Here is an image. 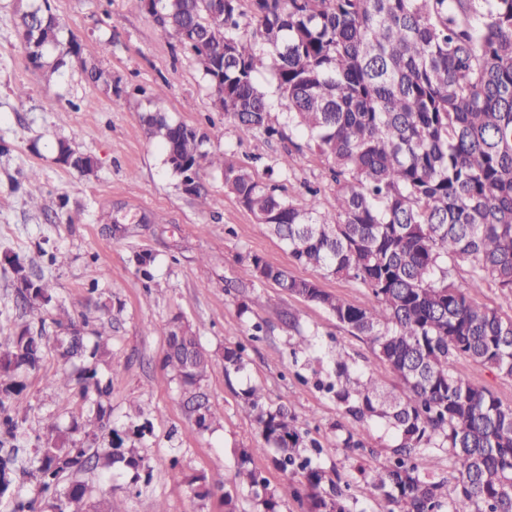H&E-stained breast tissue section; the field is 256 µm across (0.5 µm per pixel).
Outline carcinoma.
Wrapping results in <instances>:
<instances>
[{
    "label": "carcinoma",
    "mask_w": 512,
    "mask_h": 512,
    "mask_svg": "<svg viewBox=\"0 0 512 512\" xmlns=\"http://www.w3.org/2000/svg\"><path fill=\"white\" fill-rule=\"evenodd\" d=\"M250 2L248 17L241 0H159L152 16L199 58L215 106L242 139L285 136L284 127L269 124V101L254 79L255 45L270 49L288 127L333 161L332 210L320 211L315 190L298 204L247 167L201 152L207 135L160 113L144 118L148 135L180 176L187 163L220 169L224 187L297 263L371 290L374 304L354 306L252 258L254 279L326 308L404 387L403 396L392 395L339 352L331 380L321 383L339 408L341 447H363L359 427L373 421L397 438L386 465L367 481L378 512H512V408L455 374L456 361L466 358L512 377V315L472 298L488 285L512 299V0ZM20 25L34 63L58 43L48 9L23 13ZM70 54L87 80L108 83L75 40ZM58 155L79 173L92 167L91 157L65 141ZM464 262L468 278L457 284L452 271ZM12 268L23 304L51 302L48 281L32 279L17 261ZM45 348L43 331L25 327L0 349V497L11 496L12 512H113L110 498L87 504L82 475L124 467L148 483L152 473L139 449L124 447L106 408L49 434L27 458L10 442L19 426L10 404L22 389L17 376L37 369ZM60 348L65 359L83 355V334L73 330ZM244 351L224 347L225 374L245 368ZM212 362L193 326L173 322L162 366L180 382L185 411L203 431L221 418L202 389ZM74 382L85 393L109 394L94 369L50 379L61 389ZM239 407L276 452L287 489L306 512H352L341 476L313 459L320 445L307 439L296 415L267 405L256 385L241 393ZM108 428L110 448L75 438ZM429 448L453 458V488L431 471ZM258 452L239 449L236 480L256 512H281L282 493L252 467ZM19 479L33 494L14 491ZM187 483L200 500L223 489L204 474Z\"/></svg>",
    "instance_id": "cac0c4a2"
}]
</instances>
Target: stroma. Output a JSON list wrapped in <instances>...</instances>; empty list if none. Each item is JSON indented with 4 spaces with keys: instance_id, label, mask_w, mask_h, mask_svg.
<instances>
[{
    "instance_id": "1",
    "label": "stroma",
    "mask_w": 512,
    "mask_h": 512,
    "mask_svg": "<svg viewBox=\"0 0 512 512\" xmlns=\"http://www.w3.org/2000/svg\"><path fill=\"white\" fill-rule=\"evenodd\" d=\"M43 5L61 24L59 46L43 59V67L58 69L51 83L29 59L18 28L22 9ZM73 40L108 74V84H92L79 68L60 65ZM89 99L94 108H86ZM155 111L208 132L203 151L226 155L266 182L280 158L292 154L296 163L284 183L286 196L299 202L315 188L322 211L334 203L331 161L296 132L287 139H240L214 107L193 52L156 25L146 0H0V341L26 326L45 328L50 338L40 368L18 375L24 418L19 442L34 447L48 425L66 429L92 415L95 395L76 387L63 395L47 380L93 369L110 385L114 428L126 430L148 419L150 430L136 445L152 469L146 486L120 468L105 478L88 473L93 497H111L115 512H155L160 506L166 512H224L221 495L198 500L184 481L204 473L221 476L225 489L236 491L240 512H252L251 494L235 487L240 448L255 449L254 464L271 486L283 482L272 453L260 449L255 424L238 407L240 389L256 385L268 405L297 416L323 448L322 467L337 470L358 508L373 512L354 466L380 467L391 454L394 434L372 423L363 431V447H341L333 428L338 408L316 387L315 374L340 351L388 391L399 395L403 387L327 309L252 278L251 259L261 257L315 281L355 306L371 305V291L293 263L287 246L225 189L221 171L201 168L211 199L210 208L201 209L166 164L160 145L146 136L143 118ZM61 140L93 159L91 174L58 161ZM120 210L147 221L115 235L112 218ZM144 252L155 258L149 279L135 262ZM54 255L59 263H51ZM12 257L53 283L49 305H18ZM177 318L193 325L215 357L202 386L224 418L206 432L188 419L177 381L161 365L167 329ZM71 320L87 337L100 321H111L110 356L62 359L58 339ZM257 323L262 332H254ZM302 335L307 344L299 343ZM229 344L244 345L246 361L244 371L230 376L221 359ZM455 373L512 408V378L463 358Z\"/></svg>"
}]
</instances>
